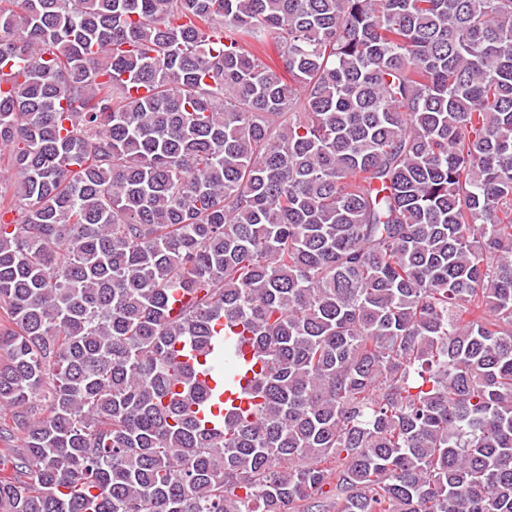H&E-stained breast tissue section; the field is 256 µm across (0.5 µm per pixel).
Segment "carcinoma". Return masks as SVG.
<instances>
[{
	"label": "carcinoma",
	"mask_w": 512,
	"mask_h": 512,
	"mask_svg": "<svg viewBox=\"0 0 512 512\" xmlns=\"http://www.w3.org/2000/svg\"><path fill=\"white\" fill-rule=\"evenodd\" d=\"M0 145V512H512V0H0Z\"/></svg>",
	"instance_id": "1"
}]
</instances>
